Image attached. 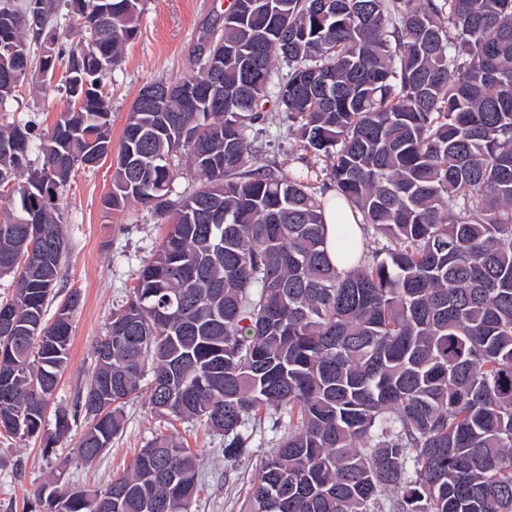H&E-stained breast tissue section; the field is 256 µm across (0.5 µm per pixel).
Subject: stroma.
<instances>
[{
	"instance_id": "stroma-1",
	"label": "stroma",
	"mask_w": 512,
	"mask_h": 512,
	"mask_svg": "<svg viewBox=\"0 0 512 512\" xmlns=\"http://www.w3.org/2000/svg\"><path fill=\"white\" fill-rule=\"evenodd\" d=\"M226 0H145L137 38L129 43L119 67L105 79L111 103L112 141L120 143L129 109L140 89L160 79H177L197 70L199 50ZM66 103L63 88L48 90L23 87L5 107L14 119L34 121L40 130L54 126ZM262 140V164L287 174H304L315 193H325L331 162L303 149L295 124L276 118ZM112 159L95 168L78 170L60 201V221L69 243L62 270V287L56 298L64 303L69 292L81 293L74 315L69 366L62 373L49 411L71 407L86 381L93 348L104 335L113 309L125 300L139 267L151 258L165 234L154 214L139 204H129L120 213H108L103 199L112 188ZM123 430L111 448L90 465L71 449L83 431L74 426L62 450L45 455L40 439H20L0 434V512H22L34 503L36 490L48 480L90 490L105 488L121 476L136 453L154 436H179L202 457L200 491L191 512H243L250 484L257 478L265 457L280 437L273 417H265L254 436L249 453L225 460L218 437L203 426H188L154 416L146 395H139L123 408Z\"/></svg>"
}]
</instances>
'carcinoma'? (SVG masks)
<instances>
[{"label":"carcinoma","instance_id":"obj_1","mask_svg":"<svg viewBox=\"0 0 512 512\" xmlns=\"http://www.w3.org/2000/svg\"><path fill=\"white\" fill-rule=\"evenodd\" d=\"M0 0V106L64 71L50 132L0 115V432L45 430L69 363V294L45 307L68 241L59 201L91 140L112 144L100 62L118 66L144 0ZM84 19L60 36L59 8ZM220 76L155 106L136 97L104 207L133 201L167 233L112 311L74 410L46 453L85 429L95 460L142 393L151 412L251 448L288 417L244 512H512V0H233ZM42 47L38 65L28 39ZM287 71H274L275 59ZM282 112L332 158L330 188L385 239L327 256L308 179L259 164L255 126ZM41 162L32 166L33 147ZM184 158L200 187L170 199ZM200 456L158 434L104 490L56 482L39 512H190Z\"/></svg>","mask_w":512,"mask_h":512}]
</instances>
